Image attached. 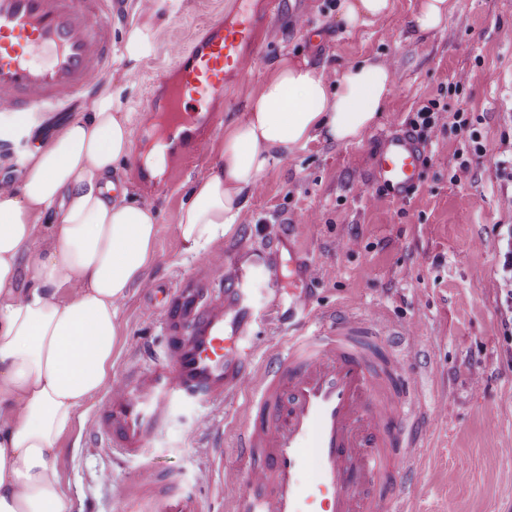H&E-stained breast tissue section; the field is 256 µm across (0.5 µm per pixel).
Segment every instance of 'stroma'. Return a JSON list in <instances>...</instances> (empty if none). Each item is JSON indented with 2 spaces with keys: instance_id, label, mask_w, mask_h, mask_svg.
<instances>
[{
  "instance_id": "obj_1",
  "label": "stroma",
  "mask_w": 512,
  "mask_h": 512,
  "mask_svg": "<svg viewBox=\"0 0 512 512\" xmlns=\"http://www.w3.org/2000/svg\"><path fill=\"white\" fill-rule=\"evenodd\" d=\"M339 0H282L267 19L265 39L241 78L224 95V110L202 153L159 190L145 188L132 161L119 171L137 200L159 217L153 285L215 274L219 260L253 248L251 262L273 236L290 231L294 253L279 259L275 289L256 293L254 330L278 344L288 331V294L307 288L316 308L348 306L388 327L413 326L409 359L421 400L446 405L422 441L411 512H512V0H459L445 27L416 33L417 0H395L394 11L371 24L346 29ZM234 0H169L153 20L156 51L138 70L113 65L104 82L122 87L134 113L133 152L143 144V116L156 72ZM290 56L343 71L367 57L392 67L389 100L376 125L358 143L310 142L271 164L249 197L238 224L207 249L189 253L176 233L191 183L221 161L225 132L243 121L249 98L273 64ZM440 110L423 141L427 164L418 190L407 201L389 199L373 177L379 139L406 132L429 102ZM464 113L479 134L471 141L456 129ZM60 117H47L44 132L28 141L27 127L0 112V133L22 159L49 144ZM467 170H460L461 159ZM311 264L308 280L293 278L296 260ZM122 336L112 357V377L136 366L142 342L161 336L156 305L138 289L121 307ZM242 398L224 407L179 404L151 452L156 466L179 472L206 512H229L213 475L202 428L221 422L224 465H238L232 432L245 416ZM103 404L95 396L59 442L57 469L68 488L72 512H118L120 493L139 464L95 445L91 421Z\"/></svg>"
}]
</instances>
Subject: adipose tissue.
I'll use <instances>...</instances> for the list:
<instances>
[{
	"label": "adipose tissue",
	"mask_w": 512,
	"mask_h": 512,
	"mask_svg": "<svg viewBox=\"0 0 512 512\" xmlns=\"http://www.w3.org/2000/svg\"><path fill=\"white\" fill-rule=\"evenodd\" d=\"M166 0H138L120 51L134 72L155 50L140 15ZM393 0H340L355 29L382 18ZM393 72L367 58L329 76L279 60L250 97L247 116L224 135L222 163L192 185L177 232L207 248L237 224L270 165L315 140H361L383 112ZM132 130L121 89L31 153L21 184H0V512H72L57 470L58 442L79 410L113 384L119 309L146 286L155 261L158 215L130 192L111 195L130 156ZM55 213L54 244L34 253L41 221Z\"/></svg>",
	"instance_id": "adipose-tissue-1"
}]
</instances>
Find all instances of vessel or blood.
<instances>
[{
    "label": "vessel or blood",
    "instance_id": "b4317fda",
    "mask_svg": "<svg viewBox=\"0 0 512 512\" xmlns=\"http://www.w3.org/2000/svg\"><path fill=\"white\" fill-rule=\"evenodd\" d=\"M272 0H237L156 75L144 132L177 145L172 172L200 155L224 91L263 41ZM114 0H0V108L31 115L91 96L112 68ZM375 180L397 201L415 191L424 151L408 133L381 138ZM162 291L161 354L110 389L93 421L99 447L127 457L151 447L172 405H220L243 396L251 417L222 474L231 512H406V471L426 430V409L406 357L358 313L314 308L295 292V321L278 346L251 328L253 267L224 263ZM135 512H203L176 479L144 466L126 495Z\"/></svg>",
    "mask_w": 512,
    "mask_h": 512
}]
</instances>
